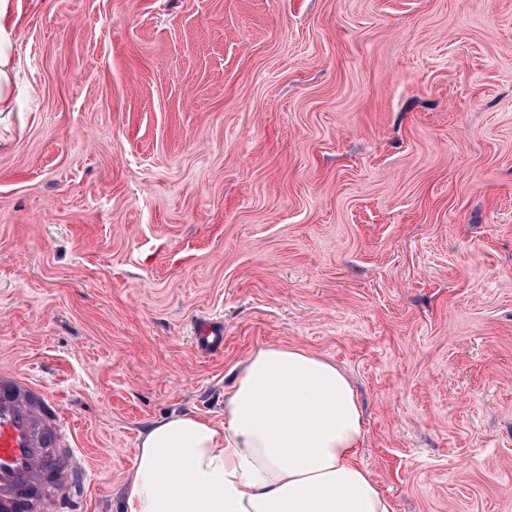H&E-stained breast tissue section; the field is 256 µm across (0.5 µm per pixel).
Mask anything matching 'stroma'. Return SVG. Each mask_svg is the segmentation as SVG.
<instances>
[{
	"mask_svg": "<svg viewBox=\"0 0 512 512\" xmlns=\"http://www.w3.org/2000/svg\"><path fill=\"white\" fill-rule=\"evenodd\" d=\"M10 40L0 365L76 512L267 345L349 374L394 512H512V0H18Z\"/></svg>",
	"mask_w": 512,
	"mask_h": 512,
	"instance_id": "35a3bbf8",
	"label": "stroma"
}]
</instances>
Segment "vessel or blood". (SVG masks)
Returning a JSON list of instances; mask_svg holds the SVG:
<instances>
[{
	"instance_id": "obj_1",
	"label": "vessel or blood",
	"mask_w": 512,
	"mask_h": 512,
	"mask_svg": "<svg viewBox=\"0 0 512 512\" xmlns=\"http://www.w3.org/2000/svg\"><path fill=\"white\" fill-rule=\"evenodd\" d=\"M84 459L61 405L43 385L0 368V512H60Z\"/></svg>"
}]
</instances>
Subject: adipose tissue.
<instances>
[{
	"label": "adipose tissue",
	"mask_w": 512,
	"mask_h": 512,
	"mask_svg": "<svg viewBox=\"0 0 512 512\" xmlns=\"http://www.w3.org/2000/svg\"><path fill=\"white\" fill-rule=\"evenodd\" d=\"M11 0H0V114L15 109ZM363 415L336 364L269 345L244 363L224 423L171 414L140 437L125 512H393L359 454Z\"/></svg>",
	"instance_id": "1"
}]
</instances>
